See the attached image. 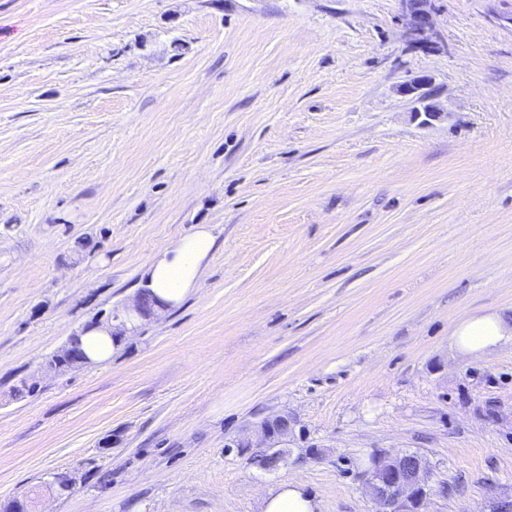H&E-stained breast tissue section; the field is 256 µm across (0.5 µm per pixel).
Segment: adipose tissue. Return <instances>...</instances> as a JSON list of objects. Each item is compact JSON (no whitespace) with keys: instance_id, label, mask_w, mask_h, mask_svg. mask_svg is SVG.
I'll list each match as a JSON object with an SVG mask.
<instances>
[{"instance_id":"obj_1","label":"adipose tissue","mask_w":512,"mask_h":512,"mask_svg":"<svg viewBox=\"0 0 512 512\" xmlns=\"http://www.w3.org/2000/svg\"><path fill=\"white\" fill-rule=\"evenodd\" d=\"M215 247V237L207 225H199L190 235L161 250L143 271L144 284L157 297L156 313L178 305L194 291L202 269ZM456 350L466 356H478L512 341V322L500 314L471 316L452 333ZM319 503L304 484L290 481L266 495L262 512H318Z\"/></svg>"}]
</instances>
